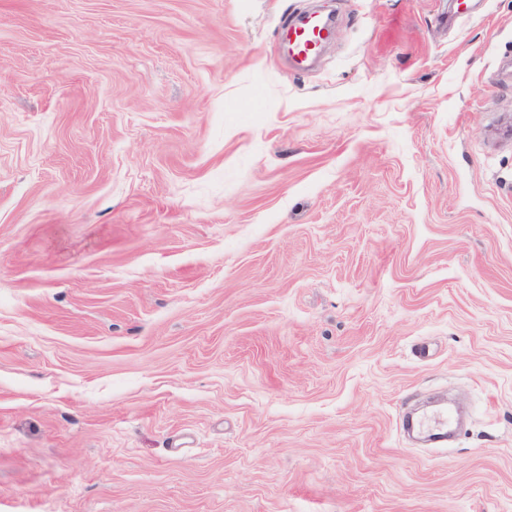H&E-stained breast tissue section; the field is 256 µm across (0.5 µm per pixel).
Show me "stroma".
Segmentation results:
<instances>
[{"mask_svg": "<svg viewBox=\"0 0 512 512\" xmlns=\"http://www.w3.org/2000/svg\"><path fill=\"white\" fill-rule=\"evenodd\" d=\"M0 512H512V0H0ZM325 23L316 16L305 18L288 33V46L293 56L307 58L314 53L326 34Z\"/></svg>", "mask_w": 512, "mask_h": 512, "instance_id": "35a3bbf8", "label": "stroma"}]
</instances>
